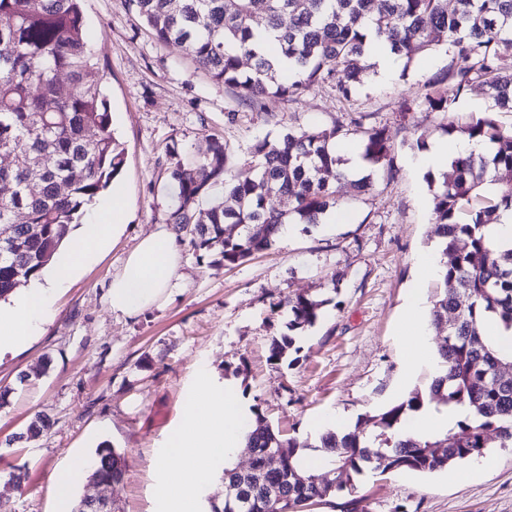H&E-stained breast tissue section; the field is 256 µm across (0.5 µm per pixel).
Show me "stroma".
I'll return each instance as SVG.
<instances>
[{
  "mask_svg": "<svg viewBox=\"0 0 512 512\" xmlns=\"http://www.w3.org/2000/svg\"><path fill=\"white\" fill-rule=\"evenodd\" d=\"M91 48L105 72V95L124 165L116 177L127 198L126 228L111 249L60 289L55 314L31 344L0 358V512H53L49 476L94 452L91 434L123 452L128 471L113 488L118 512H157L154 458L179 427L183 404L208 366L214 382L233 389L244 410L259 407L274 429L314 442L311 423L358 421L427 389L432 372L407 374L401 325L414 290L432 296L420 277L419 253L437 248L432 194L413 157L445 132L417 102L426 82L444 75L450 57L437 50L397 69L389 80L369 71L344 104L323 86L297 100L271 99L256 110L213 80L183 48L157 42L133 0H84ZM385 124L397 174L369 192L338 187L348 218L293 226L289 239L233 268L209 266L188 242L172 292L136 315L112 311V276L141 238L168 227L176 201L172 153L214 137L237 163L252 144L299 128H327L344 109ZM322 300L312 327L289 332L287 298ZM291 334L285 358L270 357L274 339ZM47 426L26 438L34 415ZM494 465L463 483L446 474L365 469L310 512H512V448H491ZM27 465L21 488L7 482Z\"/></svg>",
  "mask_w": 512,
  "mask_h": 512,
  "instance_id": "obj_1",
  "label": "stroma"
}]
</instances>
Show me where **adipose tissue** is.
Masks as SVG:
<instances>
[{"instance_id":"obj_1","label":"adipose tissue","mask_w":512,"mask_h":512,"mask_svg":"<svg viewBox=\"0 0 512 512\" xmlns=\"http://www.w3.org/2000/svg\"><path fill=\"white\" fill-rule=\"evenodd\" d=\"M491 145L461 139L434 142L417 156L414 164L436 168L460 155L489 156ZM125 200L114 191L105 214L89 224L77 226L69 240L54 256L41 279L30 282L22 292L0 302V356L25 348L40 325L51 315L55 292L67 286L97 257L108 252L122 231ZM180 249L176 237L160 230L144 237L115 274L107 290L113 311L133 315L155 303L174 285ZM465 407L452 405L447 412L434 413L423 406L403 432L425 437L448 431L465 416ZM243 411L232 390L215 385L208 371H200L197 383L183 406V420L168 448L156 456L158 498L164 512H195L199 491L208 483L217 460L234 455L243 447Z\"/></svg>"}]
</instances>
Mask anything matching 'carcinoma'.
I'll list each match as a JSON object with an SVG mask.
<instances>
[{
    "mask_svg": "<svg viewBox=\"0 0 512 512\" xmlns=\"http://www.w3.org/2000/svg\"><path fill=\"white\" fill-rule=\"evenodd\" d=\"M141 21L164 43L184 48L211 78L232 88L253 107L267 98L294 99L324 84L350 100L364 82L362 64L368 33L386 41L410 66L438 46L451 49L446 76L431 79L420 105L440 117L448 134L495 146L490 159L460 156L441 180H430L435 234L442 264L431 301V325L447 332L438 349V368L428 392L414 390L341 435L328 431L324 470L302 466L301 448L284 440L259 408H252L245 448L250 470L227 463L225 485L248 484L252 498L236 496L224 505L210 500V512H304L309 504L347 488L367 463L381 472L436 473L477 459L492 444L512 448V355L500 356L481 337L479 326L494 318L512 333V245L496 244L488 226L512 210V130L486 113L460 126L454 104L479 81L494 111L512 112V0H135ZM264 17L281 55L265 53L253 21ZM253 61L241 70V58ZM67 91H62L60 78ZM104 73L88 44L82 0H0V154L14 163L0 167V184L12 193L0 199V300L28 283L51 260L77 223L82 209L121 171L123 149L112 131L102 92ZM454 84V96L442 88ZM365 115L349 113L330 128L288 132L256 141L253 161L238 167L226 144H205L177 157L169 178L177 200L169 221L190 230L189 244L216 267L237 266L272 246L287 224L316 225L339 205L338 185L348 181L339 143L360 141L372 173L354 181L359 193L372 175L391 180L395 147L387 126L364 127ZM279 200L272 207L268 201ZM25 222L16 223L17 214ZM324 301L298 295L288 299V330L318 320ZM453 313V320L448 314ZM473 410L443 435L397 438L406 417L424 404ZM288 449L283 465H266L268 453ZM89 481L121 484L124 455L109 444L95 450Z\"/></svg>",
    "mask_w": 512,
    "mask_h": 512,
    "instance_id": "cac0c4a2",
    "label": "carcinoma"
}]
</instances>
